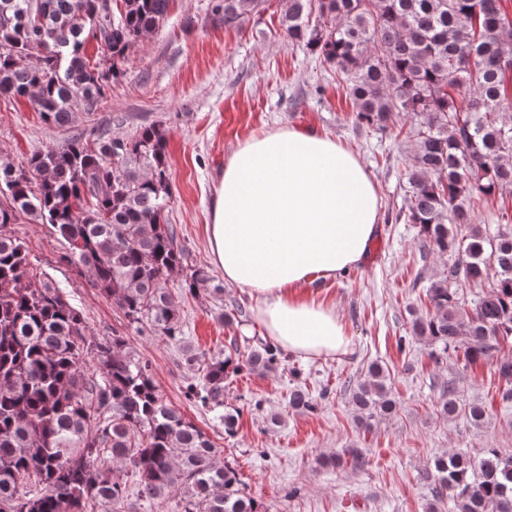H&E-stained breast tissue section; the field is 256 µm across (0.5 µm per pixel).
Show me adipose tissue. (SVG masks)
Instances as JSON below:
<instances>
[{
	"label": "adipose tissue",
	"instance_id": "1",
	"mask_svg": "<svg viewBox=\"0 0 512 512\" xmlns=\"http://www.w3.org/2000/svg\"><path fill=\"white\" fill-rule=\"evenodd\" d=\"M381 202L362 162L310 129L279 128L237 144L210 209L213 264L256 298V317L282 350L308 357L346 350L335 308L311 283L361 263Z\"/></svg>",
	"mask_w": 512,
	"mask_h": 512
}]
</instances>
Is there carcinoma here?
Here are the masks:
<instances>
[{"label":"carcinoma","mask_w":512,"mask_h":512,"mask_svg":"<svg viewBox=\"0 0 512 512\" xmlns=\"http://www.w3.org/2000/svg\"><path fill=\"white\" fill-rule=\"evenodd\" d=\"M172 0H0V97H26L44 122L71 124L90 113L123 75L139 38L166 20ZM266 0H218L235 27ZM288 41L336 68L353 101L354 123L387 132L411 119L405 220L419 228L424 254L448 256V269L425 289L430 307L410 310L411 333L464 366L512 341V220L472 222L478 208L506 215L512 186V13L504 0H284ZM104 55L92 61L87 47ZM166 130L144 126L129 137L33 152L22 166L0 161V512H127L129 484L138 499L180 495L179 512H270L253 497L218 448L170 406L151 366L123 336L94 344L80 310L52 281H34L27 250L5 228L23 216L52 225L64 259L112 297L129 322L181 339V317L163 283L184 267L170 202ZM212 281L195 268L184 289ZM476 289L471 304L464 291ZM282 351L260 336L206 363L185 396L235 432L238 413L224 392L243 371L270 373ZM502 401L512 403V358L497 363ZM363 426L393 414L391 375L370 363L350 386ZM295 410L315 408L307 389L290 391ZM444 416L473 425L483 406L462 407L442 392ZM437 503L459 512H512V453L488 448L471 460L441 456L431 472Z\"/></svg>","instance_id":"obj_1"}]
</instances>
